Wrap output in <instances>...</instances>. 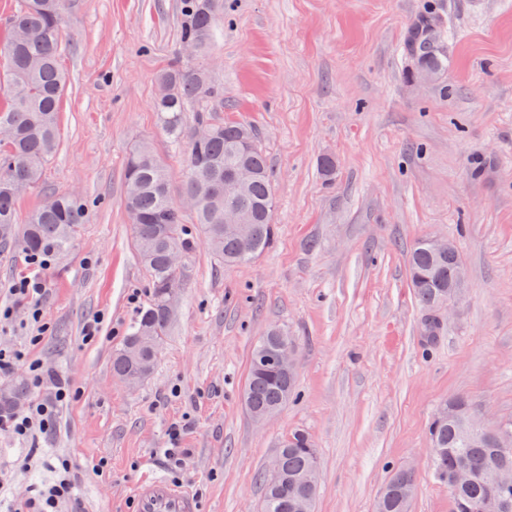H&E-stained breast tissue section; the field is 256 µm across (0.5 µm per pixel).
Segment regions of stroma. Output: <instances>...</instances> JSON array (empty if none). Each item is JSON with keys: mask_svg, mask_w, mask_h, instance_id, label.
<instances>
[{"mask_svg": "<svg viewBox=\"0 0 512 512\" xmlns=\"http://www.w3.org/2000/svg\"><path fill=\"white\" fill-rule=\"evenodd\" d=\"M429 8L455 37L442 80L424 83L402 44ZM180 23V0L66 7L59 147L17 211L27 220L68 193L88 212L41 273L44 335L11 293L26 254L0 243V350L48 372L30 399L59 382L73 396L49 432L0 429V512L52 481L61 458L74 472L63 512H122L148 469L187 483L202 512H261L260 474L296 427L318 450L315 512H374L395 468L414 472L410 512H451L430 460L437 408L465 395L487 424L512 423V0H224V28L197 62L224 90L214 120L251 125L267 155L276 234L240 266L196 243L159 361L131 389L112 352L149 288L123 206L125 157L148 142L180 192L183 148L153 107ZM429 234L456 245L467 274L430 345L408 271ZM273 326L297 339V397L260 424L243 393ZM175 444L189 451L178 467Z\"/></svg>", "mask_w": 512, "mask_h": 512, "instance_id": "1", "label": "stroma"}]
</instances>
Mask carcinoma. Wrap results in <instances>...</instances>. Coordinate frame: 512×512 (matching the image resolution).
Listing matches in <instances>:
<instances>
[{
  "label": "carcinoma",
  "instance_id": "carcinoma-1",
  "mask_svg": "<svg viewBox=\"0 0 512 512\" xmlns=\"http://www.w3.org/2000/svg\"><path fill=\"white\" fill-rule=\"evenodd\" d=\"M65 0H21L10 19V34L0 49V79L8 92L0 104V241L14 243L30 253L55 256L69 250L84 223L86 203L79 197L56 194L36 209L27 224L17 223L16 203L20 194L3 186L20 181L36 188L49 160L58 148L66 79L59 68L64 49L62 23ZM182 21L179 30L180 52L157 76L168 92L155 100V112L166 135L184 146L186 176L182 193L196 199L186 212L173 202L170 178L164 163L145 142H138L125 159L124 207L135 208L141 216L134 225L135 242L146 271L149 301L139 307L129 332L112 353V373L129 376L138 366L123 356L127 344L147 338L141 364L155 366L165 343L172 317L164 308L165 293L181 288L189 278V265L176 269L168 264L167 240L175 235L185 255L193 249V233L200 234L216 259L224 265H240L261 254L272 241L275 193L264 150L254 140L250 128L239 122H217L205 111L197 112L195 125L185 120L187 112L203 99L222 100V92L210 81L205 70L195 66L184 49L201 53L216 36L224 20L223 0H181ZM445 28L438 16L420 14L408 25L403 54L415 69H428L442 76L448 68L444 48ZM201 126L212 129L203 141L194 139ZM246 164L255 177L243 195L224 198V174L238 164ZM239 205L250 211L251 223L245 231L224 224V208ZM460 254L453 243L436 253L417 240L409 255L410 285L416 301L427 312L423 321L426 343L432 344L440 330L433 315L438 300L448 293ZM296 343L284 329L267 333L252 351L250 372L243 395L248 413L277 412L294 396L296 377L283 374L277 354L283 344ZM27 383L12 379L0 389V409L11 411L25 400ZM447 414L432 420L429 428L433 448V469L437 479L448 486L452 512H479L488 500L512 505V485L494 487L483 479L490 467L512 469V452L503 454L496 445L497 426L476 432L465 428L471 404L464 396L444 402ZM278 451L282 479L271 487L263 475V512H296L298 499L306 498V512H315L317 493L293 484L296 476L319 466L318 450L308 433L300 428L288 432ZM472 473L471 480L453 486L460 468ZM415 483L413 473L397 469L383 487L375 505L376 512H408L409 502L401 497L404 484Z\"/></svg>",
  "mask_w": 512,
  "mask_h": 512
}]
</instances>
